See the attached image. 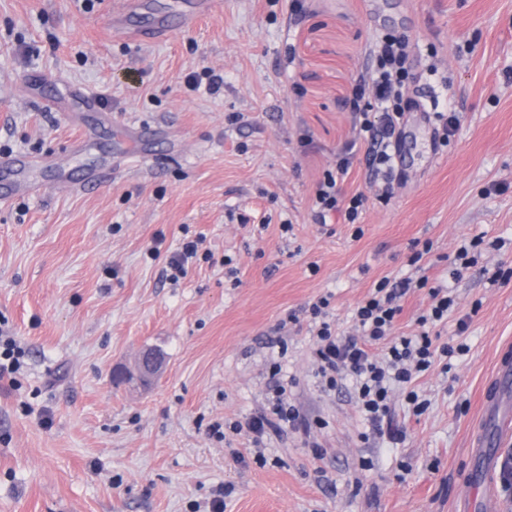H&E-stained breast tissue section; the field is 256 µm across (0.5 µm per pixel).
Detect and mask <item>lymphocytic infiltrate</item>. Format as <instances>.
Segmentation results:
<instances>
[{"label":"lymphocytic infiltrate","mask_w":512,"mask_h":512,"mask_svg":"<svg viewBox=\"0 0 512 512\" xmlns=\"http://www.w3.org/2000/svg\"><path fill=\"white\" fill-rule=\"evenodd\" d=\"M409 43L405 37L389 35L377 43L376 66L360 76L353 88L351 105L358 115V141L366 145L369 181L378 187L377 197L390 201L402 175L394 163L399 150L401 126L410 101L405 92L409 86ZM356 153L353 145L344 146L336 155L335 172L326 174L320 183L315 206L319 218L333 213L343 215L347 223L358 220L364 206L362 193L343 196L339 181L348 176ZM427 290L432 304L417 319L419 331L411 336L395 333L402 313L400 301L415 290ZM454 300L447 289L429 286L427 279L405 278L392 283L381 280L373 292L353 310L356 334L336 332L328 320L329 297H322L310 308L318 319L314 357L317 373L324 388L335 390L351 383L355 404L370 430L382 433L391 416L393 387H401L413 416H421L428 408L413 383L428 372L436 361L465 352V344H437L432 330L448 317ZM299 410L289 404L286 389L275 385L268 409L250 417L247 424L230 423L233 432L249 430L255 444H262L269 430L301 425Z\"/></svg>","instance_id":"obj_1"}]
</instances>
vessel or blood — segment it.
Returning a JSON list of instances; mask_svg holds the SVG:
<instances>
[{
    "label": "vessel or blood",
    "mask_w": 512,
    "mask_h": 512,
    "mask_svg": "<svg viewBox=\"0 0 512 512\" xmlns=\"http://www.w3.org/2000/svg\"><path fill=\"white\" fill-rule=\"evenodd\" d=\"M216 0H183L181 13L178 17L182 27H193L197 21L216 8ZM141 7L139 0H120L109 20L114 32L137 40H160L167 36L169 26L166 21H158L144 28L133 25L131 19ZM21 157L0 161V200L10 201L20 195L12 173L14 167L22 166ZM512 385V352L503 351L497 362L496 376L482 396L481 416L494 421L500 427L512 423V411L503 402L502 391L505 386ZM471 478L460 494V512H499L498 499L489 483L499 459L496 449L482 426H475L471 437Z\"/></svg>",
    "instance_id": "b4317fda"
}]
</instances>
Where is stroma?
<instances>
[{
  "instance_id": "obj_1",
  "label": "stroma",
  "mask_w": 512,
  "mask_h": 512,
  "mask_svg": "<svg viewBox=\"0 0 512 512\" xmlns=\"http://www.w3.org/2000/svg\"><path fill=\"white\" fill-rule=\"evenodd\" d=\"M145 2L138 22L167 18L162 40L108 36L117 0H0V157L42 160L17 173L40 192L0 202V334L23 352L0 380V512H195L221 485L224 512H452L512 342V282L491 279L512 268V0H223L189 30L177 0ZM387 33L409 40L419 101L404 178L379 202L356 156L340 188L367 196L357 224L318 223L316 189L357 135L353 85ZM205 67L219 94L184 84ZM77 90L99 111H77ZM440 112L459 121L445 146ZM199 236L211 259L171 281L167 257ZM479 237L453 278L450 258ZM416 241L432 251L412 265ZM423 276L455 299L442 340L468 351L416 380L423 415L394 394L403 442L366 438L351 387L316 374L308 309L330 296L349 333L380 280ZM145 347L163 352L161 377L116 381ZM278 359L311 430L260 448L213 437L266 409Z\"/></svg>"
}]
</instances>
